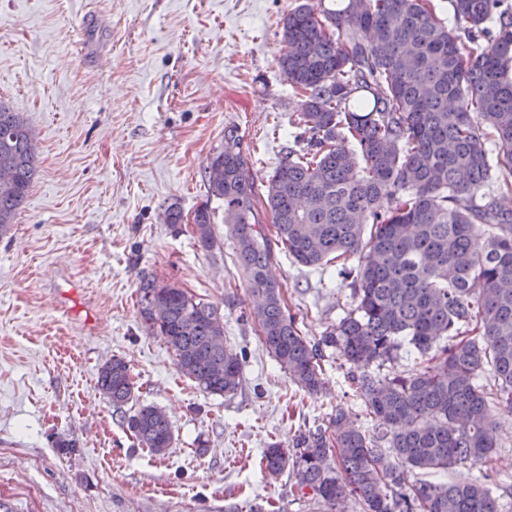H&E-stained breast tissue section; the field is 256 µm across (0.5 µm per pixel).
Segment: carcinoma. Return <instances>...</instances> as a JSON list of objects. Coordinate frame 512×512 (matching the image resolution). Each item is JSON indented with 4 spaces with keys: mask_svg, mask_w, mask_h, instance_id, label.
<instances>
[{
    "mask_svg": "<svg viewBox=\"0 0 512 512\" xmlns=\"http://www.w3.org/2000/svg\"><path fill=\"white\" fill-rule=\"evenodd\" d=\"M453 24L433 0H300L283 19L284 81L301 99L297 130L260 196L234 129L208 167L207 199L224 224L255 297L259 339L291 381L323 391L325 351L354 368L351 379L378 433L343 409L326 427L271 443V475L292 469L302 491L342 512H499L490 485L405 481L406 469L497 472L492 411L512 409V213L483 192L491 178L512 190V0H449ZM0 234L14 223L36 174V140L0 101ZM263 204L276 245L296 263L352 278L355 308L317 341L302 336L268 277L275 253L257 213ZM198 247L216 246L208 204L194 212ZM490 229L478 249L476 226ZM357 260L350 267L348 262ZM140 314L173 351L177 369L204 392L241 387L245 353L217 344V308L181 288L143 278ZM418 354L403 375L378 369ZM489 373L494 383L477 379ZM116 408L135 397L128 364L99 369ZM138 443L161 456L173 441L158 407L128 417ZM385 440L388 447H376Z\"/></svg>",
    "mask_w": 512,
    "mask_h": 512,
    "instance_id": "carcinoma-1",
    "label": "carcinoma"
}]
</instances>
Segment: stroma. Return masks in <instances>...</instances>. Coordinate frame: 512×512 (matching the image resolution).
I'll list each match as a JSON object with an SVG mask.
<instances>
[{"label":"stroma","mask_w":512,"mask_h":512,"mask_svg":"<svg viewBox=\"0 0 512 512\" xmlns=\"http://www.w3.org/2000/svg\"><path fill=\"white\" fill-rule=\"evenodd\" d=\"M296 0H0V100L36 134L26 203L0 235V512H318L291 472L260 463L267 444L359 416L349 364L327 354L326 391L303 392L258 338L253 299L204 169L236 128L257 186L292 141L297 100L279 58ZM212 211L217 247H196ZM179 207L181 226L166 222ZM288 311L315 341L354 307L349 280L278 255ZM217 306L224 340L245 352L241 388L211 395L182 376L139 314L142 277ZM125 360L136 396L113 407L100 367ZM168 415L162 456L126 419ZM495 481L512 504V409L494 412ZM74 443L62 451L58 441ZM192 233L198 247L203 251H212L216 246V240L212 232L209 207L203 204L194 212Z\"/></svg>","instance_id":"stroma-1"}]
</instances>
